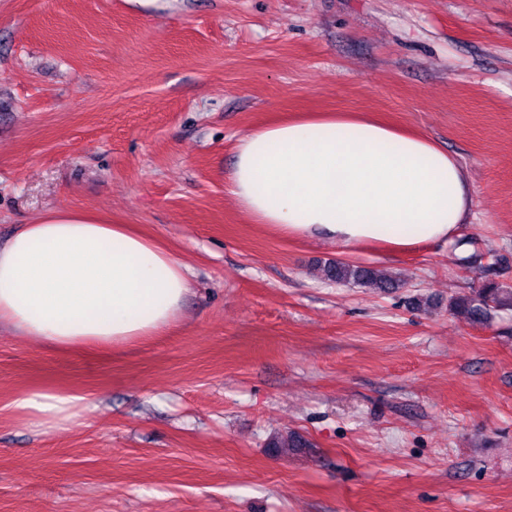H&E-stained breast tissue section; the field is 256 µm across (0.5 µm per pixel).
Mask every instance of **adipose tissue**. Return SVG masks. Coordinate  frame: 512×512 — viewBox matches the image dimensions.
<instances>
[{
  "label": "adipose tissue",
  "mask_w": 512,
  "mask_h": 512,
  "mask_svg": "<svg viewBox=\"0 0 512 512\" xmlns=\"http://www.w3.org/2000/svg\"><path fill=\"white\" fill-rule=\"evenodd\" d=\"M226 191L282 236L390 254L448 243L474 216L466 166L433 140L359 113L312 112L241 137ZM189 272L128 224L50 211L0 243V326L58 350L109 349L163 335L179 318ZM79 396L26 391L13 410L60 427Z\"/></svg>",
  "instance_id": "ef3b65f1"
}]
</instances>
